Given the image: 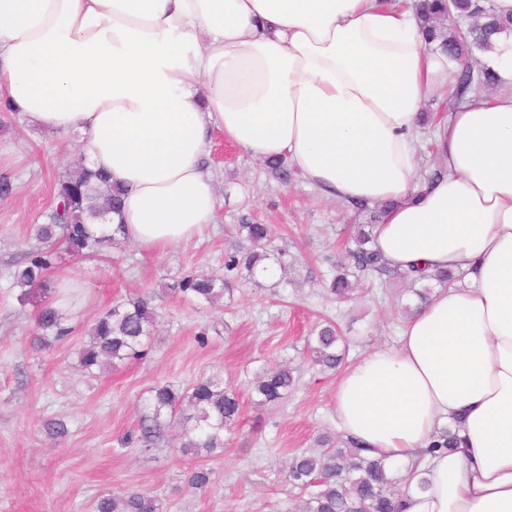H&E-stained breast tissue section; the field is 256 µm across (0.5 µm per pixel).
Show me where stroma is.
I'll return each instance as SVG.
<instances>
[{"mask_svg":"<svg viewBox=\"0 0 512 512\" xmlns=\"http://www.w3.org/2000/svg\"><path fill=\"white\" fill-rule=\"evenodd\" d=\"M4 121L0 177L13 191L0 197V512H92L100 493L126 488L150 492L166 512H293L306 493L289 484V461L320 451V437L335 447L344 442L334 413L337 374L314 365L312 330L334 321L351 340L352 362L395 345L412 298L398 280L341 303L326 293L322 283L354 231L353 211L324 197L298 170L284 181L272 177L263 161L215 134L206 159L215 180L214 224L162 252L126 240L96 261L59 244L53 279L78 284L66 310L74 333L37 350L33 308L18 301L10 271L34 225L46 221L58 172L79 160L80 137L0 111ZM249 222L272 228L267 249L284 265L273 279L239 273L216 305L164 293L166 284L187 275H223L226 257L239 248L236 227ZM145 292L156 295L158 323L144 355L114 371H83L78 351L95 318L114 300ZM276 363L293 368L296 385L280 404L258 406L248 382L260 367ZM213 374L223 376L241 402L223 450L183 454L174 428L153 446H122L125 433L150 414L153 386L184 389ZM58 421L65 436L54 432ZM197 464L216 472L208 491L186 484Z\"/></svg>","mask_w":512,"mask_h":512,"instance_id":"stroma-1","label":"stroma"}]
</instances>
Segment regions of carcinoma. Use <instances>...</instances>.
Instances as JSON below:
<instances>
[{
  "label": "carcinoma",
  "instance_id": "1",
  "mask_svg": "<svg viewBox=\"0 0 512 512\" xmlns=\"http://www.w3.org/2000/svg\"><path fill=\"white\" fill-rule=\"evenodd\" d=\"M418 11L426 38L439 42L448 56L459 62L453 72L454 97L460 102L468 93H478L495 84L493 74L470 65L475 52L491 47L496 37L512 35V18L497 15L492 6L477 0H420ZM122 190L103 173L81 165L66 172L56 183L54 203L46 224L34 225L35 239L40 246L29 248L21 264L12 272L19 289L18 299L26 303L31 291L40 289L43 300L36 306V344L50 348L68 339L73 327L56 289L49 286V274L57 267V243L64 241L71 251L83 258H97L108 252L117 237L91 231L88 223L109 212L118 213ZM374 225L359 224L352 237L353 246L336 264V273L328 289L338 300L349 299L355 285H384L394 277L409 284L412 293L424 301L430 294L429 283L448 286L455 280L452 273L438 271L427 274L415 271H394L382 259L374 245ZM238 233L250 244L246 250L227 257L224 277L187 275L170 285L173 294L193 296L210 304L229 291L233 278L229 274L245 270L250 278L256 270L266 269L271 254L265 249L270 230L266 224H240ZM157 323L153 296L137 295L123 299L102 312L91 329V340L79 351L81 368L87 373L107 365L113 369L127 359L140 357ZM345 342L336 326L328 323L309 341L312 361L323 370H336L343 362ZM295 384L292 369L286 366L266 367L250 381V390L262 405L275 406L288 395ZM152 416L143 419L125 436L153 444L166 437L170 419L181 426L182 452L199 453L224 447V432L231 430L240 415V400L233 390L224 387L216 377L201 378L179 391L159 384L152 389ZM459 428L444 426L436 432L425 454L435 456L460 449ZM214 471L199 465L187 474L188 485L205 490L214 482ZM289 483L308 490V497L298 512H400L401 494L395 489L389 468L384 461L364 456L358 443L348 440L341 448L321 455H302L289 467ZM94 512H163L158 498L139 490L105 493L94 502Z\"/></svg>",
  "mask_w": 512,
  "mask_h": 512
}]
</instances>
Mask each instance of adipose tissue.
Wrapping results in <instances>:
<instances>
[{"mask_svg":"<svg viewBox=\"0 0 512 512\" xmlns=\"http://www.w3.org/2000/svg\"><path fill=\"white\" fill-rule=\"evenodd\" d=\"M417 2L0 0V100L82 135L124 190L123 237L155 251L214 223L217 132L326 196L386 204L390 268L467 284L342 370L336 421L368 457L424 471L403 512H512V40L483 58L499 92L433 118L442 175L425 181L422 104L457 63L425 43ZM453 421L464 448L427 456Z\"/></svg>","mask_w":512,"mask_h":512,"instance_id":"1","label":"adipose tissue"}]
</instances>
